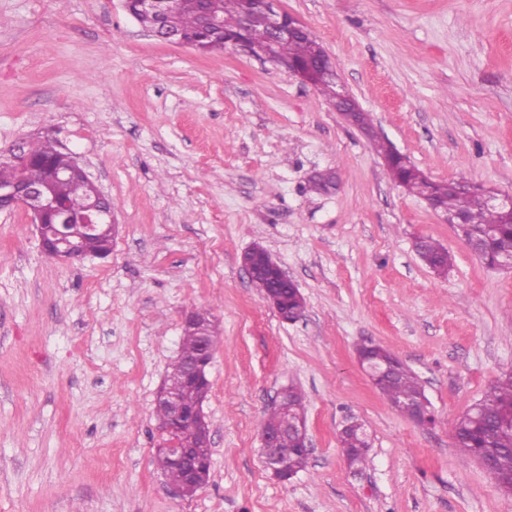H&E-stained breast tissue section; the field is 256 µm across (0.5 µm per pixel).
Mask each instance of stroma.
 <instances>
[{"mask_svg":"<svg viewBox=\"0 0 512 512\" xmlns=\"http://www.w3.org/2000/svg\"><path fill=\"white\" fill-rule=\"evenodd\" d=\"M335 63L371 124L312 83L227 48L157 40L121 0H0V158L48 136L112 200V253L58 262L0 211V512H512L456 420L512 372V269L476 258L390 176L383 142L435 181L512 195V0H278ZM332 170L338 187L310 190ZM453 267L436 275L414 243ZM262 245L298 285L279 318L242 256ZM218 336L203 404L206 486L155 463L154 401L186 314ZM381 344L420 379L419 425L358 356ZM305 397L312 451L290 481L261 455L278 392ZM370 437L347 467L339 433ZM416 249L421 260L437 275H447L452 268L449 252L432 238H420Z\"/></svg>","mask_w":512,"mask_h":512,"instance_id":"35a3bbf8","label":"stroma"}]
</instances>
